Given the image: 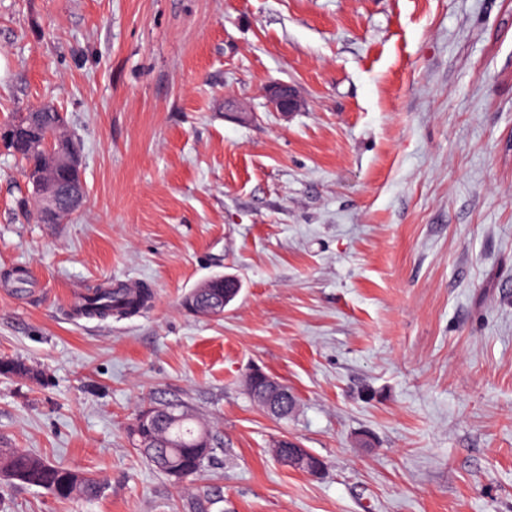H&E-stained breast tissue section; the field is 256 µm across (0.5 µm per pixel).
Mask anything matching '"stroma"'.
<instances>
[{
	"mask_svg": "<svg viewBox=\"0 0 512 512\" xmlns=\"http://www.w3.org/2000/svg\"><path fill=\"white\" fill-rule=\"evenodd\" d=\"M40 104L88 195L35 223L0 151V359L41 376H0V448L105 487L0 481V512H512V0H0V124ZM216 275L223 317L187 311ZM124 280L150 306L73 314ZM166 402L217 440L189 492L131 443ZM268 98L272 108L283 114L298 112L304 104L297 90L288 84L271 86L268 90ZM256 383H262L266 388L263 394L264 408L271 416H278L277 419H287L286 409L295 397L288 386L278 378L265 373L262 370H253L248 377V389L250 393L254 389ZM283 416V417H280ZM277 448H280L277 457L286 466L308 475H315L320 471L311 461V453L292 437L284 436L278 440Z\"/></svg>",
	"mask_w": 512,
	"mask_h": 512,
	"instance_id": "1",
	"label": "stroma"
}]
</instances>
